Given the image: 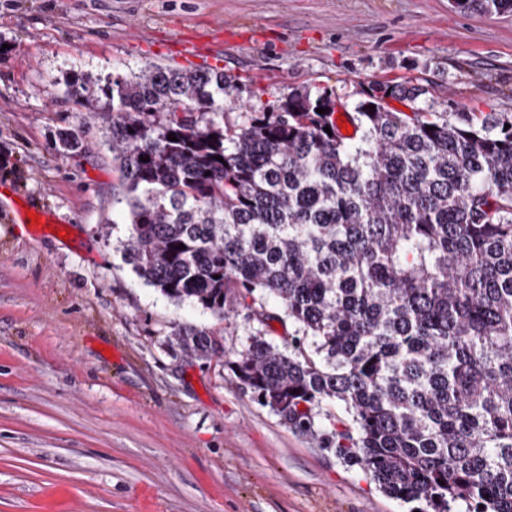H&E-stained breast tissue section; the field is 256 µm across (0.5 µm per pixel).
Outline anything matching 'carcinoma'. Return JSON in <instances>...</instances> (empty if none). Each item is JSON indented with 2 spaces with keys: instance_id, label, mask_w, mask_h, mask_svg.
Returning <instances> with one entry per match:
<instances>
[{
  "instance_id": "1",
  "label": "carcinoma",
  "mask_w": 512,
  "mask_h": 512,
  "mask_svg": "<svg viewBox=\"0 0 512 512\" xmlns=\"http://www.w3.org/2000/svg\"><path fill=\"white\" fill-rule=\"evenodd\" d=\"M100 91L128 264L261 326L231 354L219 329L177 324L171 343L224 355L255 400L411 512H512V118L395 112L385 99L422 89L377 84L354 139L308 91L229 124L242 87L210 68L155 64ZM274 320L293 327L282 348Z\"/></svg>"
}]
</instances>
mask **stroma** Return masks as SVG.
I'll use <instances>...</instances> for the list:
<instances>
[{"label": "stroma", "instance_id": "obj_1", "mask_svg": "<svg viewBox=\"0 0 512 512\" xmlns=\"http://www.w3.org/2000/svg\"><path fill=\"white\" fill-rule=\"evenodd\" d=\"M208 36L198 58L186 39ZM152 64L210 67L262 108L295 90L354 116L377 83L425 88L411 113L512 115V13L453 0H0V180L55 230L0 220V512H409L360 466L296 433L223 360L169 343L227 321L147 284L101 86ZM78 129L63 151L57 133ZM70 238H62V230Z\"/></svg>", "mask_w": 512, "mask_h": 512}]
</instances>
